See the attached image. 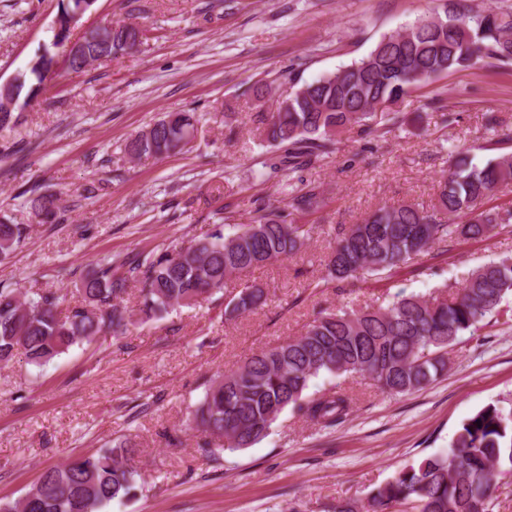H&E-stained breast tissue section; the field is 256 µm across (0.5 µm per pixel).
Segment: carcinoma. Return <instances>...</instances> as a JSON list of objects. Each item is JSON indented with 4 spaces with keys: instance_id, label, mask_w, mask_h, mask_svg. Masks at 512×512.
Here are the masks:
<instances>
[{
    "instance_id": "carcinoma-1",
    "label": "carcinoma",
    "mask_w": 512,
    "mask_h": 512,
    "mask_svg": "<svg viewBox=\"0 0 512 512\" xmlns=\"http://www.w3.org/2000/svg\"><path fill=\"white\" fill-rule=\"evenodd\" d=\"M134 25L104 28L89 55L110 61L141 44ZM491 59L512 64V14L485 11L460 16L454 0L441 13L384 37L359 61L312 82L294 84L288 107L255 112L250 120L261 141L272 148L265 169L295 172L336 151L337 135L351 125L381 136L396 123L393 112H374L384 101L399 100L450 70ZM194 115L172 112L158 125L132 137L125 146L133 159L178 153L191 143ZM512 182V152L484 164L452 149L441 171L436 203L383 205L360 223L336 234L321 282L374 277L401 267L414 256L441 245L488 239L512 226V207L483 204ZM319 187L309 184L292 197L290 207L310 214L320 207ZM40 223L56 221L53 197L30 199ZM314 224H290L288 214L270 206L256 211L249 224L213 233L134 260L101 262L81 281L82 305L62 316L66 296L51 289L24 301L0 289V364L17 353L43 365L72 345L110 331L124 333L133 311L123 304L136 289L138 312L147 319L195 305L240 276L238 291L224 314L241 315L265 304L268 293L247 274L295 254L314 234ZM29 225L0 220V256L12 253ZM512 296V257L492 259L468 272L461 288L431 298L405 296L382 307L338 310L308 323L301 335L251 356L239 368L212 383L188 416L186 429L205 434L202 451L217 457L249 448L268 434L288 407L310 421L334 425L349 414V398L337 385L308 393L313 379L361 376L382 391L405 394L423 388L448 371V348L464 333H476L488 318L504 312ZM132 446L119 440L109 448L46 469L38 482L0 512H103L112 500L135 490ZM512 472V410L490 405L462 424L442 453L403 467L379 487L367 504H347L337 512H384L399 505L412 512H490L501 475Z\"/></svg>"
}]
</instances>
